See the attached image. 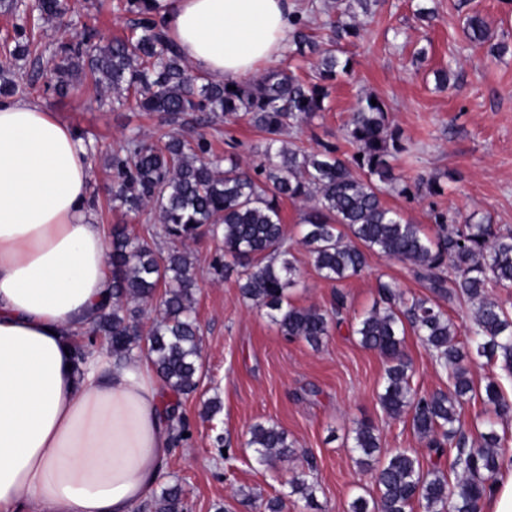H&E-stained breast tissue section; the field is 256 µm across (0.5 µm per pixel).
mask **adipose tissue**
Masks as SVG:
<instances>
[{
    "label": "adipose tissue",
    "instance_id": "ef3b65f1",
    "mask_svg": "<svg viewBox=\"0 0 512 512\" xmlns=\"http://www.w3.org/2000/svg\"><path fill=\"white\" fill-rule=\"evenodd\" d=\"M183 58L238 81L287 50L294 0H156ZM77 133L0 100V512H133L173 448L148 358L69 350L112 292Z\"/></svg>",
    "mask_w": 512,
    "mask_h": 512
}]
</instances>
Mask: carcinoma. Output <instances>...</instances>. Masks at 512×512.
<instances>
[{
	"label": "carcinoma",
	"instance_id": "1",
	"mask_svg": "<svg viewBox=\"0 0 512 512\" xmlns=\"http://www.w3.org/2000/svg\"><path fill=\"white\" fill-rule=\"evenodd\" d=\"M372 11L379 0H334L336 12L323 26L327 40L306 32L302 16L293 21V54L316 58V75L299 79L286 67H274L259 78L235 83L215 81L189 71L186 61L169 40L152 0H126L136 16L135 38L97 41L95 27L86 25L71 35L65 32L70 10L64 0H37L33 26L22 0H0V9L22 23L14 26L13 45H4L0 63V97L22 87L9 78L43 58L47 46L36 40L33 28L52 24L61 31L51 52L49 89L60 98L69 95L80 77H89L99 101L112 108L128 107L156 113L159 128L154 141L129 135L112 149L105 165L112 174V201L129 212L154 211L164 236L171 242L194 240L206 233L221 237L222 254L212 260L217 271L236 273L243 300L266 311L281 333L317 348L340 325L343 297L332 310L294 306L289 293L298 284L299 269L280 211L290 199L305 206L300 244L318 274L341 282L359 274L368 255L376 252L411 266L429 292L408 299L389 282L378 285L384 307L360 317L352 334L368 349L387 359L379 405L392 418L411 416L414 432L426 441L436 461L425 469L409 449L397 448L373 467L379 438L374 425L360 422L354 429L352 450L357 463L375 469L377 498L359 496L351 512H473L487 495L497 475L506 434L495 423H485L479 437L468 436L459 409L478 396L470 365L486 360L498 372L486 378L481 400L501 411L512 407L504 397L512 379V315L492 295L495 288L512 287V229L493 224L456 223L444 211L434 213L435 237L420 225L404 220L386 206V194L440 192L438 177L421 176L414 185L393 174L392 161L405 150L401 132L391 127L385 104L359 99L344 127L343 139L351 155L331 143L311 150L286 145L283 136L306 123L323 108L329 86L349 77L351 61L341 56L342 42L359 35L357 14ZM489 20L475 13L466 20L468 41L480 46L488 40ZM245 117L265 134L250 147L252 164L210 155L206 129L225 119ZM156 232L146 224L136 233L119 225L112 228L109 257L112 264V301L101 305L85 329L87 341L74 346L75 359L104 341L119 363L143 354L169 393L167 418L177 424L175 442L189 432L182 398L200 382L201 327L194 314L195 264L190 253L166 252L154 242ZM472 306L473 321L462 342L442 307ZM155 305L159 317L144 323L145 306ZM411 329L447 373L448 392L419 394L410 384L412 365L402 350V335ZM248 445L258 460L268 463L294 454L288 434L276 425L256 424ZM290 491L270 499L267 512H282L285 499L295 496L311 503L314 486L298 475ZM184 512V491L168 483L137 512Z\"/></svg>",
	"mask_w": 512,
	"mask_h": 512
}]
</instances>
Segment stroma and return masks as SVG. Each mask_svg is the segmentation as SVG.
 Here are the masks:
<instances>
[{
  "label": "stroma",
  "instance_id": "1",
  "mask_svg": "<svg viewBox=\"0 0 512 512\" xmlns=\"http://www.w3.org/2000/svg\"><path fill=\"white\" fill-rule=\"evenodd\" d=\"M69 2L73 30L91 20L105 41L132 32L125 0H92L89 10L85 0ZM421 6L433 11V19L416 17ZM475 11L491 22L489 43L482 47L473 46L463 32ZM360 22L359 37L343 45L353 76L336 83L323 111L303 125L305 145L342 144L343 127L359 96H376L402 132L405 150L394 164L395 174L410 181L434 174L442 187L437 195L386 196L389 207L430 235L436 230V211L455 212L462 222L512 228V0H380L374 14ZM502 41L508 52L492 57L490 46ZM439 69L448 72L447 86L435 81ZM16 78L27 86V100L84 135L93 153L90 192L96 197L97 223L107 231L117 224L139 229L144 216L112 206L107 192L112 178L104 157L130 131L152 139L155 118L98 105L88 78L65 98L47 91V68L35 75L24 69ZM208 138L214 154L243 163L262 134L238 119L209 130ZM280 208L300 269L292 303L327 310L336 294H343V322L316 349L283 336L265 311L242 300L234 277L214 272L218 239L206 234L189 243L196 262L202 377L197 390L183 399L192 437L174 447L160 478L183 486L185 512H265L266 502L285 492L287 481L301 471L309 472L316 485L317 506L310 511L291 502L284 512H348L355 498L376 495L372 472L357 465L352 450L353 430L362 421L376 427L382 453L411 448L422 464L430 462L410 418L392 419L381 410L377 395L385 361L350 331L351 322L379 305V282L396 283L408 297L426 296V289L407 264L379 253L370 254L365 269L343 283L324 280L298 246L302 203L285 199ZM403 351L413 364V389L428 394L447 390L446 374L413 331H406ZM212 399L218 408L210 413L206 405ZM257 423L283 428L294 456L258 463L247 444Z\"/></svg>",
  "mask_w": 512,
  "mask_h": 512
}]
</instances>
